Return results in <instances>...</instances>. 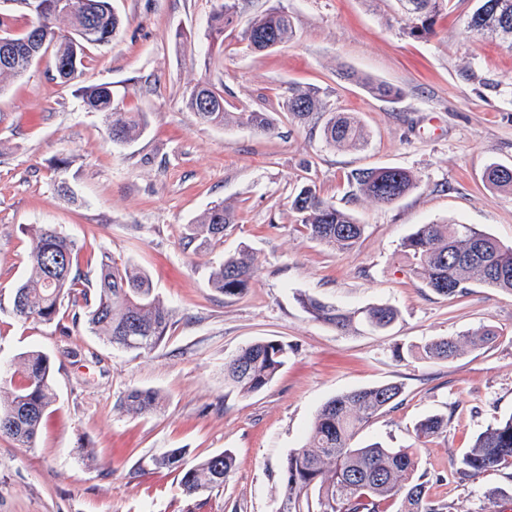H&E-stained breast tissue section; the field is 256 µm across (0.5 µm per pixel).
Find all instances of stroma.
<instances>
[{
	"label": "stroma",
	"instance_id": "stroma-1",
	"mask_svg": "<svg viewBox=\"0 0 512 512\" xmlns=\"http://www.w3.org/2000/svg\"><path fill=\"white\" fill-rule=\"evenodd\" d=\"M124 20L112 44L92 47L83 73L64 83L46 53L0 94V361L38 349L55 363L56 401L34 447L0 437V512H182L179 476L129 478L136 461L170 448L201 459L231 450L232 477L201 512H276L281 470L306 443L330 399L394 383L398 404L365 422L358 445L418 447L417 478L445 512H512V466L469 477L458 460L481 429L512 414V293L481 284L449 299L425 288L401 244L418 225L471 224L512 245V195L484 172L512 166V46L477 40L464 28L472 0H452L429 40L399 32L393 0H239L219 63L205 68L215 0H112ZM282 8L294 39L270 52L246 49L256 15ZM184 31L190 45L175 42ZM387 82L402 96L374 99L341 80L340 69ZM224 89L234 111L274 114L276 130L200 124L183 106L201 79ZM112 86L115 106L147 112L135 143L110 142L101 114L79 89ZM318 88L333 109L356 116L364 150L331 148L319 130L295 124L283 103L290 85ZM76 158L67 174L75 200L60 196L53 161ZM395 167L417 176L389 205L354 199L348 178ZM315 186L357 214L365 232L339 252L304 232L294 192ZM233 208L235 222L208 249L183 248L181 235L205 209ZM52 224L82 249L94 271L101 255L134 261L173 311L165 340L146 353L112 348L85 328L24 323L12 292L28 270V231ZM248 246L247 291L225 297L209 284L212 266ZM312 295L345 310L386 304L400 312L387 331L341 332L313 320L298 302ZM491 328L495 341L450 362L428 363L399 347ZM277 339L288 361L261 392L224 383V363L241 347ZM151 389L162 412L131 416L119 407L131 388ZM442 414L444 431L416 444L414 427ZM85 443L94 463L79 462ZM506 496L488 498L493 488Z\"/></svg>",
	"mask_w": 512,
	"mask_h": 512
}]
</instances>
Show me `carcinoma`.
Returning <instances> with one entry per match:
<instances>
[{
	"mask_svg": "<svg viewBox=\"0 0 512 512\" xmlns=\"http://www.w3.org/2000/svg\"><path fill=\"white\" fill-rule=\"evenodd\" d=\"M69 9L48 7L34 13L28 27L19 34L9 32L0 42L13 44L8 55L0 48V84L21 78L48 49H53L57 73L71 66L68 80L78 77L87 57L86 50L110 44L120 33L122 20L111 0H68ZM210 16L207 39L210 45L224 47V28L234 22L237 0H216ZM401 32L427 40L434 35L437 18L448 9L450 0H396ZM468 15L474 24H465L476 38L495 37L512 45V0H476ZM295 35L292 17L275 9L254 17L242 33L247 47L262 52V40L276 46L288 44ZM340 77L361 85L370 95L398 98L402 89L384 81L343 69ZM85 106L104 116L110 141L130 145L147 126L146 113L123 112L114 106L111 86L83 88ZM186 109L204 124L218 127L246 126L264 133L275 130L272 113L263 110L233 112L224 101V90L209 79L197 82L183 98ZM287 112L299 125L327 115L321 128L325 143L334 148L358 150L367 142V131L355 116L328 108L319 89L291 85L285 99ZM74 157L55 161L59 174L57 190L71 192L66 174ZM485 178L496 190L512 192V167L491 164ZM416 176L400 168L364 169L351 175L353 196L376 204H391L407 194ZM291 209L300 215L309 238L339 251L354 248L362 238L364 225L348 210L336 208L305 185L291 200ZM235 223V213L224 203L204 210L193 223L185 225L186 245L207 248L224 237ZM412 259L413 271L425 287L438 295L455 298L467 293L468 285L479 283L512 292V246H505L491 234L472 224H421L402 243ZM77 243L49 224L30 230L28 261L30 275L14 288L13 314L23 322L52 324L60 321L62 310H69L71 322L85 323L94 335L117 349L149 352L166 337L172 310L155 293L150 275L132 261L118 263L101 256L94 278L84 273L74 260ZM252 277V262L241 250L212 268L209 284L226 297L243 294ZM298 301L317 321L339 330L364 325L375 331L390 328L398 311L387 305H373L355 311H342L313 296ZM495 332L431 339L412 345L429 362L449 361L465 349H475L492 341ZM288 359V345L262 339L241 348L224 364V382L242 395L266 388ZM0 435L11 437L19 446H33L43 417L56 400L51 358L38 350L20 355L11 364L10 374L0 375ZM401 394L396 384H384L339 395L316 414L305 446L291 452L283 465L282 495L277 512H380L382 503L401 500L405 512H441L443 507L426 500V485L412 481L417 470L416 449L386 448L379 442L357 446L354 439L359 425L393 403ZM160 395L150 389L128 391L120 408L131 415L153 414L161 409ZM448 425V419L431 415L415 428L418 440L432 437ZM512 462V415L486 426L474 438L459 460L462 473L471 477ZM235 467L229 450L198 460H188V450L172 448L160 455L143 456L131 475L166 469L176 471L186 507L196 512L210 494L223 487Z\"/></svg>",
	"mask_w": 512,
	"mask_h": 512,
	"instance_id": "carcinoma-1",
	"label": "carcinoma"
}]
</instances>
